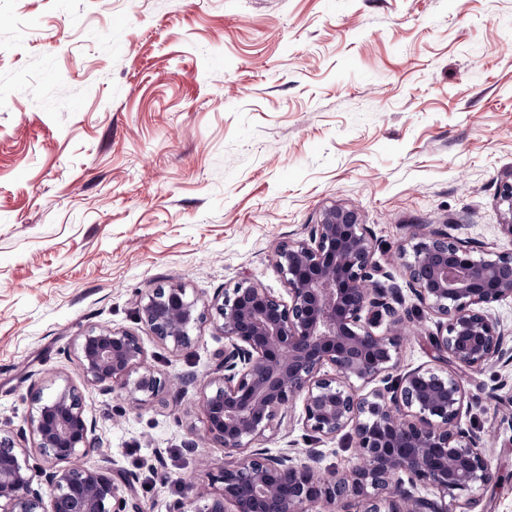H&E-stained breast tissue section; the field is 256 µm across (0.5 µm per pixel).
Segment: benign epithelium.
Here are the masks:
<instances>
[{
    "instance_id": "obj_1",
    "label": "benign epithelium",
    "mask_w": 512,
    "mask_h": 512,
    "mask_svg": "<svg viewBox=\"0 0 512 512\" xmlns=\"http://www.w3.org/2000/svg\"><path fill=\"white\" fill-rule=\"evenodd\" d=\"M496 204L512 237V170ZM401 256L405 287L437 318L429 342L448 358L446 370L398 371L402 286L374 259L357 212L338 205L325 210L310 241L276 250L286 299L249 280L210 303L181 284L140 299L141 322L176 352L191 349L193 330L208 320L224 335V361L207 383L203 412L206 434L228 461L211 479L187 481L168 512H315L321 504L339 512L357 504L364 512H471L491 471L482 437L460 425L465 391L456 369L512 361L492 312L512 298V252L477 250L432 230L415 234ZM75 346L84 380L121 390L134 407L162 388L141 338L128 331L92 327ZM326 364L333 373L322 372ZM297 398L315 443L340 436L354 444L360 464L352 479L323 478L319 448L300 458L290 448L256 447ZM33 401L32 447L20 443L23 433L0 435V512H141L125 472L107 476L90 463L98 446L77 388L39 390ZM32 449L47 464L48 508L33 486ZM420 485L435 497L419 494Z\"/></svg>"
}]
</instances>
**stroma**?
<instances>
[{"instance_id": "1", "label": "stroma", "mask_w": 512, "mask_h": 512, "mask_svg": "<svg viewBox=\"0 0 512 512\" xmlns=\"http://www.w3.org/2000/svg\"><path fill=\"white\" fill-rule=\"evenodd\" d=\"M509 169L512 0H0V430L28 431L33 393L72 384L95 464L168 512L183 478L224 465L202 411L224 338L207 322L172 351L140 296L181 282L209 301L245 279L284 295L277 247L334 205L397 278L422 225L512 252ZM418 306L405 294V370L440 365ZM92 327L140 336L163 383L140 408L80 375ZM461 377L489 451L480 507L512 512V365ZM301 413L270 453L307 448ZM496 204L501 215L502 230L512 237V169L505 174L501 181Z\"/></svg>"}]
</instances>
